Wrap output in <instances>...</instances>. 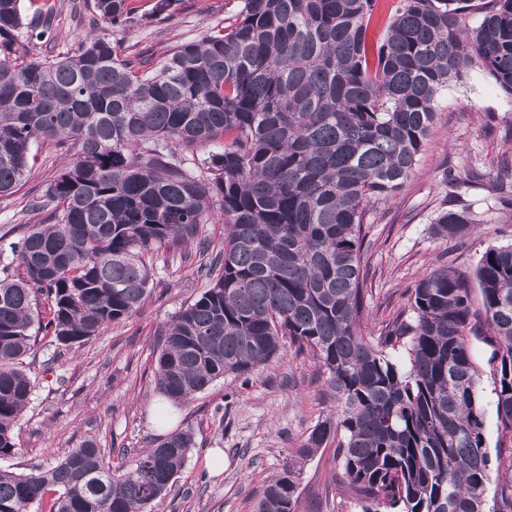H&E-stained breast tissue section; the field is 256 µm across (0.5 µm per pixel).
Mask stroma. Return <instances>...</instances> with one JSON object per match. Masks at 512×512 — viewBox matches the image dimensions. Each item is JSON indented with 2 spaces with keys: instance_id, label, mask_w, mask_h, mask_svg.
I'll return each instance as SVG.
<instances>
[{
  "instance_id": "35a3bbf8",
  "label": "stroma",
  "mask_w": 512,
  "mask_h": 512,
  "mask_svg": "<svg viewBox=\"0 0 512 512\" xmlns=\"http://www.w3.org/2000/svg\"><path fill=\"white\" fill-rule=\"evenodd\" d=\"M54 47L19 39L26 59L74 48L87 28L70 13V0H57ZM237 0H176L168 19L134 28L122 36L132 52L150 46L165 51L197 39L210 25L231 19ZM512 122V98L494 81L474 73L440 95L430 136L419 161L398 194L379 202L366 240L367 287L371 292L363 335L378 337L409 308L419 279L439 266L472 272L491 245L512 243V207L489 192L498 164L512 152L503 132ZM70 149H42L28 176L11 195L0 198V269L13 268L12 246L44 214L30 211V196L71 160ZM470 169L480 183L457 180ZM468 204L478 223L465 241L436 235L438 211ZM197 246L164 253L156 263L151 292L139 311L99 336L59 350L39 338L23 358L35 384L32 402L15 429L16 450L0 458V469L27 473L55 465L85 442L112 449L113 467L156 446L167 433L191 429L195 445L169 492L153 512H252L266 485L286 464L302 468V512H360L349 489L338 480L334 447L299 461L297 450L308 433L333 408L315 360L285 350L249 380L225 378L196 394L159 421L154 406L155 348L164 326L206 285L198 270ZM473 356L482 372L486 439L496 450L501 437L494 406L492 349L474 340Z\"/></svg>"
}]
</instances>
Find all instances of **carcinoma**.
<instances>
[{"mask_svg":"<svg viewBox=\"0 0 512 512\" xmlns=\"http://www.w3.org/2000/svg\"><path fill=\"white\" fill-rule=\"evenodd\" d=\"M175 0H93L91 34L75 53L14 57L23 11L50 39L54 0H0V196L31 171L37 142L75 156L31 201L46 215L0 279V457L34 383L20 367L39 329L83 343L135 314L161 249L199 242L224 223V244L200 253L212 280L166 325L158 393L180 405L227 377L248 379L283 354V339L319 363L335 409L299 449L336 443L342 480L362 512H512V445L486 446L485 407L470 337L495 344V411L512 440V244L491 246L470 274L430 271L408 320L378 341L361 333L364 224L392 197L425 147L438 96L471 73L512 97V0H399L368 41L377 0H239L235 19L161 56L120 52L116 35L171 13ZM490 190L512 194V154ZM470 207L441 209L434 232L463 242ZM481 308H473V288ZM406 337L407 362L389 350ZM194 434L166 435L114 472L92 442L48 469L0 470V512H151L183 467ZM300 469L271 481L254 512H301ZM493 498H488L490 484Z\"/></svg>","mask_w":512,"mask_h":512,"instance_id":"1","label":"carcinoma"}]
</instances>
